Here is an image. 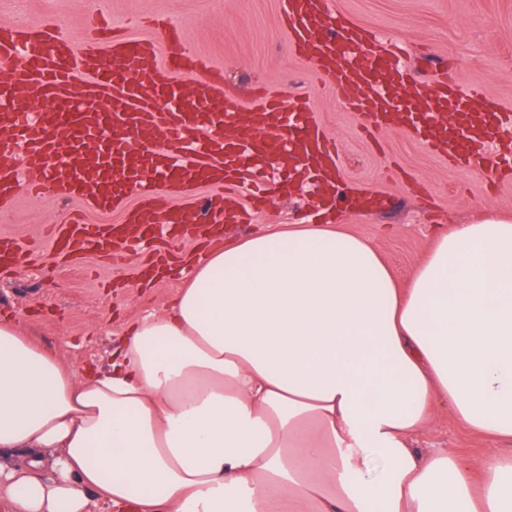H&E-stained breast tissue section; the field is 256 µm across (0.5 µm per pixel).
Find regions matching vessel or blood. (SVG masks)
Wrapping results in <instances>:
<instances>
[{
  "mask_svg": "<svg viewBox=\"0 0 512 512\" xmlns=\"http://www.w3.org/2000/svg\"><path fill=\"white\" fill-rule=\"evenodd\" d=\"M288 47L307 59L315 81L333 87L365 130L399 126L449 164L512 175V112L465 89L448 71L415 84L400 48L337 14L329 0H280ZM58 19L0 27V208L17 193L85 199L122 210L118 225L82 215L53 226L77 253L104 257L153 242L173 229L245 222L270 197L304 179L323 192L317 210L335 209L341 163L335 141L306 96L282 99L228 86L190 52L180 27L147 38L119 37L76 49L56 34ZM204 74L188 90L181 77ZM45 109H29L31 95ZM271 164L286 171L264 195L239 201L240 175ZM209 186V212L176 197Z\"/></svg>",
  "mask_w": 512,
  "mask_h": 512,
  "instance_id": "obj_1",
  "label": "vessel or blood"
}]
</instances>
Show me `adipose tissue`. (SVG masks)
<instances>
[{
    "label": "adipose tissue",
    "instance_id": "ef3b65f1",
    "mask_svg": "<svg viewBox=\"0 0 512 512\" xmlns=\"http://www.w3.org/2000/svg\"><path fill=\"white\" fill-rule=\"evenodd\" d=\"M334 222L194 256L84 379L0 321L9 512H512V217L440 232L403 285ZM441 408L494 452L416 447Z\"/></svg>",
    "mask_w": 512,
    "mask_h": 512
}]
</instances>
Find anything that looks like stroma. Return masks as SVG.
<instances>
[{
  "label": "stroma",
  "mask_w": 512,
  "mask_h": 512,
  "mask_svg": "<svg viewBox=\"0 0 512 512\" xmlns=\"http://www.w3.org/2000/svg\"><path fill=\"white\" fill-rule=\"evenodd\" d=\"M353 21L407 49L406 65L419 84L443 66L480 95L512 109V0H330ZM28 16L68 18L61 38L84 45L99 17L140 21L148 36L154 18L180 26L189 48L223 69L225 83H263L283 95L310 94L314 111L341 151L345 180L376 193L381 205L341 215V228L373 241L399 279L423 261L440 228L470 223L488 210L512 213V180L500 181L449 165L401 131L388 128L377 141L361 136L335 92L314 86L312 67L288 48L279 0H25ZM305 200L280 197L249 224L225 225L239 239L302 221ZM92 222L119 220L89 204L19 194L0 222L23 245L16 261L0 266V319H13L26 335L56 353L75 373L108 367L122 349L127 327L163 314L185 280L179 268L152 280L156 255L129 253L114 264L93 255L73 257L47 240L49 224L72 213ZM422 448H452L479 461L489 444L470 435L446 410L417 438Z\"/></svg>",
  "instance_id": "obj_1"
}]
</instances>
